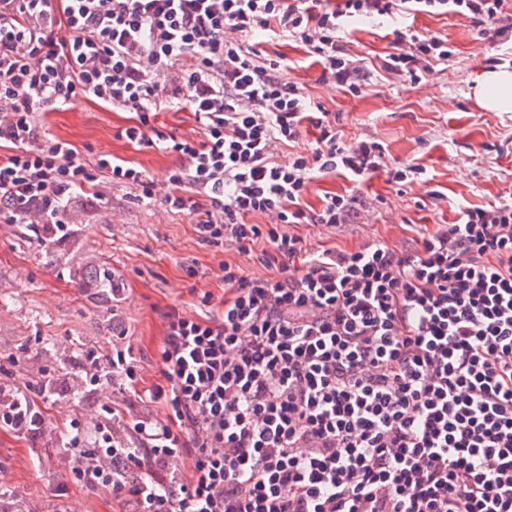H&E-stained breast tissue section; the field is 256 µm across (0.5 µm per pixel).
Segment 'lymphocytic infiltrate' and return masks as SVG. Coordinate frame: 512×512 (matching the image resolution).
Instances as JSON below:
<instances>
[{
    "mask_svg": "<svg viewBox=\"0 0 512 512\" xmlns=\"http://www.w3.org/2000/svg\"><path fill=\"white\" fill-rule=\"evenodd\" d=\"M418 13L512 40V0H0V223L54 234L80 192L129 188L209 245L260 250L266 269L224 263L218 303L165 314L163 382L142 385L132 349L84 348L80 373L1 381L0 431L38 460L45 403L109 389L160 408L129 425L83 409L57 433L75 479L128 512H512V200L411 251L307 245L293 226L341 227L357 202L309 209V182L341 170L364 183L383 148L322 116L295 150L310 104L283 56L251 41L300 42L356 95L370 72L347 51L350 23ZM391 44L385 70L414 83L452 55L408 29ZM79 96L134 113L121 137L175 155L165 194L129 161L49 137L44 115ZM172 109L191 112L194 135L159 131Z\"/></svg>",
    "mask_w": 512,
    "mask_h": 512,
    "instance_id": "1",
    "label": "lymphocytic infiltrate"
}]
</instances>
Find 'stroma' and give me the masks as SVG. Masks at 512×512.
<instances>
[{
  "label": "stroma",
  "instance_id": "1",
  "mask_svg": "<svg viewBox=\"0 0 512 512\" xmlns=\"http://www.w3.org/2000/svg\"><path fill=\"white\" fill-rule=\"evenodd\" d=\"M404 24L421 35L447 38V70L418 83L387 73L391 32ZM348 42L352 55L373 64L368 85L357 95L323 80L321 66L300 43L266 46L287 58L288 78L335 114L345 138L373 137L385 153V169L362 185L338 174L309 185L306 201L315 209L329 193L359 195L366 208L359 223L335 230L300 225L297 233L314 244L346 249L376 236L413 249L436 225L457 223L465 208L512 197V112L487 111L472 94L485 71L512 70V54L452 15L357 19ZM132 120V113L78 98L51 113L47 128L79 150L112 153L163 182L173 157L117 138ZM412 164L424 169L419 181L402 188L389 182V170ZM64 220L65 234L55 237L40 228L0 226V357L35 348L41 363L66 369L63 352L73 344L104 352L129 347L141 359L146 383L158 382L164 313L176 307L192 314L205 293L221 297L216 272L223 262L245 265L255 275L265 272L234 248L203 243L188 216L145 204L124 189L113 190L106 202L78 196ZM105 271L122 288L121 299L111 300L101 288ZM29 454L28 441L0 433V468L19 496L37 502L42 512H122L121 500L82 487L55 459L30 463Z\"/></svg>",
  "mask_w": 512,
  "mask_h": 512
}]
</instances>
